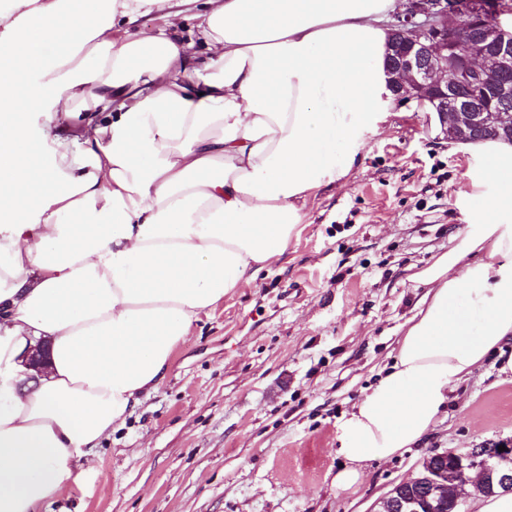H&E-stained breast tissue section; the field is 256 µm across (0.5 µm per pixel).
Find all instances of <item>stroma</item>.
<instances>
[{
  "mask_svg": "<svg viewBox=\"0 0 512 512\" xmlns=\"http://www.w3.org/2000/svg\"><path fill=\"white\" fill-rule=\"evenodd\" d=\"M477 165L403 102L348 182L310 197L281 258L194 324L165 381L92 449L87 485L45 512H375L429 455L512 442V376L490 358L416 446L367 463L354 489L333 483L340 425L423 294L410 270L465 234Z\"/></svg>",
  "mask_w": 512,
  "mask_h": 512,
  "instance_id": "1",
  "label": "stroma"
}]
</instances>
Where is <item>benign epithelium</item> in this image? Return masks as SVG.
Masks as SVG:
<instances>
[{"instance_id": "obj_1", "label": "benign epithelium", "mask_w": 512, "mask_h": 512, "mask_svg": "<svg viewBox=\"0 0 512 512\" xmlns=\"http://www.w3.org/2000/svg\"><path fill=\"white\" fill-rule=\"evenodd\" d=\"M391 34L400 36L387 47L389 88L397 98L428 107L448 141L512 140V111L491 108L494 101L512 100V23L492 19L489 0H404ZM436 457L447 466L426 461L413 479L423 488L422 497H406L396 486L377 512H442L453 477L472 470L490 487L512 491L509 445L498 442L494 448ZM450 502L463 509L460 497Z\"/></svg>"}]
</instances>
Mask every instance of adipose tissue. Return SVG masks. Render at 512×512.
Wrapping results in <instances>:
<instances>
[{
  "label": "adipose tissue",
  "mask_w": 512,
  "mask_h": 512,
  "mask_svg": "<svg viewBox=\"0 0 512 512\" xmlns=\"http://www.w3.org/2000/svg\"><path fill=\"white\" fill-rule=\"evenodd\" d=\"M168 5L0 12V512L83 484L200 315L287 251L398 105L396 0H204L195 37L129 30ZM455 149L479 161L468 231L410 274L421 309L341 425L337 488L416 444L512 339V143Z\"/></svg>",
  "instance_id": "ef3b65f1"
}]
</instances>
